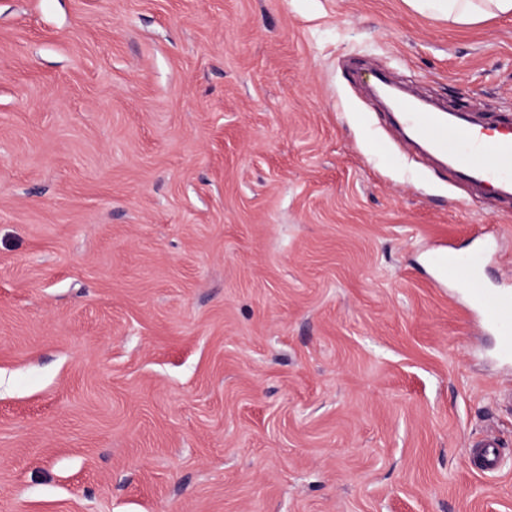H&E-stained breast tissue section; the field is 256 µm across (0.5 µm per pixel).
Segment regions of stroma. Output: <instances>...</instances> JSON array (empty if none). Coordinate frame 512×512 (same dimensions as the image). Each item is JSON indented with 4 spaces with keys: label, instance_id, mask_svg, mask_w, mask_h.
Here are the masks:
<instances>
[{
    "label": "stroma",
    "instance_id": "35a3bbf8",
    "mask_svg": "<svg viewBox=\"0 0 512 512\" xmlns=\"http://www.w3.org/2000/svg\"><path fill=\"white\" fill-rule=\"evenodd\" d=\"M374 69L512 111V15L0 0V512H512V361L427 260L511 283L512 203ZM500 445L494 441H486L476 445L473 450V461L484 473L496 472L501 463Z\"/></svg>",
    "mask_w": 512,
    "mask_h": 512
}]
</instances>
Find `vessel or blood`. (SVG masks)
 Returning <instances> with one entry per match:
<instances>
[{
  "instance_id": "1",
  "label": "vessel or blood",
  "mask_w": 512,
  "mask_h": 512,
  "mask_svg": "<svg viewBox=\"0 0 512 512\" xmlns=\"http://www.w3.org/2000/svg\"><path fill=\"white\" fill-rule=\"evenodd\" d=\"M400 124L415 142L434 157L447 161L455 178L477 188H490L497 199L512 200V118L478 121L466 112H446L419 107L409 98L396 103ZM432 263L441 275L465 273L466 289L480 312V321L498 338L502 356L512 358V290L483 288L480 276L485 262L481 251L458 254L437 250ZM483 472H496L501 463L499 445L486 441L473 451Z\"/></svg>"
}]
</instances>
